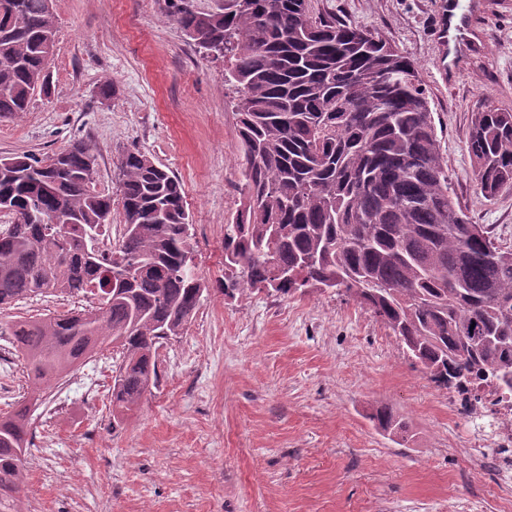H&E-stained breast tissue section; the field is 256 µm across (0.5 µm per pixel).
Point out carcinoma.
<instances>
[{
	"mask_svg": "<svg viewBox=\"0 0 512 512\" xmlns=\"http://www.w3.org/2000/svg\"><path fill=\"white\" fill-rule=\"evenodd\" d=\"M49 0H0V118L48 95L57 33ZM172 16L205 58L224 60L242 153L241 204L224 225L228 296L334 290L370 311L412 364L466 402H512V246L474 224L450 191L418 66L382 34L311 0H224ZM467 151L489 200L512 192V111L473 113ZM123 224L94 189L83 140L45 158H0V309L81 293L97 305L20 318L0 336L25 361L29 391L0 416V512H21L23 457L42 386L98 347L120 349L113 418L136 408L158 377L162 340L181 336L208 284L195 272L193 224L181 180L145 152L118 161ZM132 267L112 283L117 264ZM406 432L385 406L368 414Z\"/></svg>",
	"mask_w": 512,
	"mask_h": 512,
	"instance_id": "1",
	"label": "carcinoma"
}]
</instances>
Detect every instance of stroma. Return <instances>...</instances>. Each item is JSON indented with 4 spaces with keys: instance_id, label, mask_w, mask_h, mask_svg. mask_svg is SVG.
I'll list each match as a JSON object with an SVG mask.
<instances>
[{
    "instance_id": "stroma-1",
    "label": "stroma",
    "mask_w": 512,
    "mask_h": 512,
    "mask_svg": "<svg viewBox=\"0 0 512 512\" xmlns=\"http://www.w3.org/2000/svg\"><path fill=\"white\" fill-rule=\"evenodd\" d=\"M444 0H313L380 31L418 65L455 197L512 245V193L477 191L471 115L512 110V0H480L475 49L439 70ZM51 94L0 119V155H52L76 139L96 157L94 188L116 193L119 155L138 149L183 183L197 272L209 285L186 333L158 349V381L120 422L110 392L116 348L43 388L25 457L24 512H503L494 447L501 418L412 368L385 327L336 292L226 296L224 226L241 198L236 117L224 63L200 56L167 0H54ZM115 94L98 96L103 77ZM27 388L0 337V415ZM376 405L407 423L390 438Z\"/></svg>"
}]
</instances>
